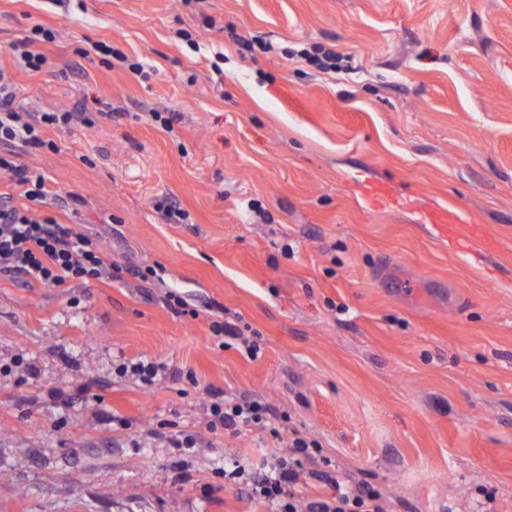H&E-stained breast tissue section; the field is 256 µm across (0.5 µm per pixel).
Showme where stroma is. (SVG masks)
Here are the masks:
<instances>
[{"instance_id": "1", "label": "stroma", "mask_w": 512, "mask_h": 512, "mask_svg": "<svg viewBox=\"0 0 512 512\" xmlns=\"http://www.w3.org/2000/svg\"><path fill=\"white\" fill-rule=\"evenodd\" d=\"M37 23L56 39L26 71ZM96 40L143 75L78 59ZM315 44L341 68L298 57ZM0 68L27 111L111 108L17 160L78 197L58 222L159 274L0 272V512H270L224 467L295 430L320 443L305 470L389 512H512V0H0ZM441 207L485 237L420 221ZM224 319L259 358L214 341ZM139 358L199 384L116 374ZM208 386L267 400L282 441L209 429ZM55 39L56 33L52 28L41 24L34 25L25 38L12 46L18 67L31 71L42 70L48 64V59L36 46L53 42Z\"/></svg>"}]
</instances>
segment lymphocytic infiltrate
<instances>
[{
	"mask_svg": "<svg viewBox=\"0 0 512 512\" xmlns=\"http://www.w3.org/2000/svg\"><path fill=\"white\" fill-rule=\"evenodd\" d=\"M56 33L41 24L14 44L18 67L42 70L48 63L39 46L53 42ZM87 112H28L16 103V87L8 71L0 68V178L8 179L12 192L0 193V270L16 271L42 285L99 281L111 277L112 263L88 236L53 217L62 208L61 195L49 190L39 171L17 164L13 148L57 151L55 141L45 138L50 128L91 123ZM209 410L214 426L241 425L260 429L273 438L281 433L277 414L268 403L247 396H223L210 390ZM315 440L293 432L288 453L262 469L243 466L225 472V482L244 489L250 499L268 503L272 512H385L380 491L370 483H351L328 471L312 478L329 487L326 495L303 492V462L316 449Z\"/></svg>",
	"mask_w": 512,
	"mask_h": 512,
	"instance_id": "obj_1",
	"label": "lymphocytic infiltrate"
}]
</instances>
